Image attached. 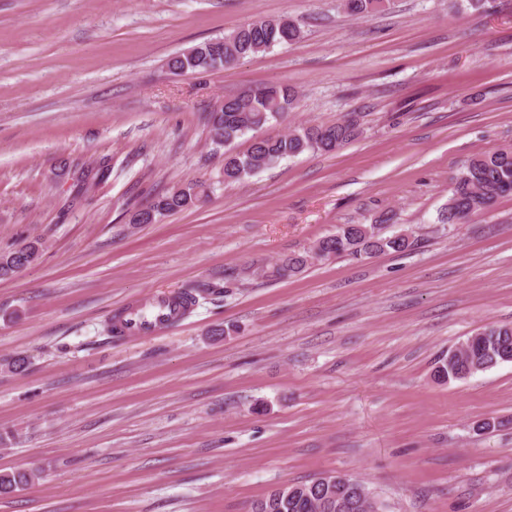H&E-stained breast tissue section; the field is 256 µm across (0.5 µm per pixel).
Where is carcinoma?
I'll use <instances>...</instances> for the list:
<instances>
[{
	"instance_id": "obj_1",
	"label": "carcinoma",
	"mask_w": 512,
	"mask_h": 512,
	"mask_svg": "<svg viewBox=\"0 0 512 512\" xmlns=\"http://www.w3.org/2000/svg\"><path fill=\"white\" fill-rule=\"evenodd\" d=\"M388 0H342V8L350 16L365 18L381 12ZM301 37L300 24L289 18L250 21L227 33L192 46L171 56L167 68L175 75L187 72H209L224 69L239 60L264 52L278 44H292ZM298 103L297 91L286 84H259L242 95L226 97L213 110L203 113L202 120L211 144L224 148V182L246 180L258 170L305 152L334 153L362 134L361 116L348 112L336 121L297 125L284 133L264 135L272 123L286 122ZM253 133L244 153H235L231 146L247 133ZM111 161L101 159L96 165L80 168L77 186L81 191L107 180ZM210 186L189 181L176 184L166 193L136 208L130 223L160 224L168 216L198 207L210 196ZM512 195V147L472 158L466 167L451 178L448 201L441 213L444 224H468L488 210L499 198ZM413 245L410 236L401 233L392 237L381 235L379 224H342L332 234L320 238L309 252L293 254L271 267L269 274L290 279L300 274L312 260L327 261L349 256L354 259L372 257L393 251L404 252ZM41 257V242L32 239L9 251L0 253V278H8L33 265ZM480 339L464 345L452 358H442L434 372L442 381L459 380L461 372L473 376L512 360V326L487 325L479 330ZM37 474L28 471L0 472V495L22 490ZM312 481L276 488L258 501L253 512H383V503L359 480L348 478L342 497L350 503L343 508L334 501L316 506L319 497L295 493L310 488Z\"/></svg>"
}]
</instances>
